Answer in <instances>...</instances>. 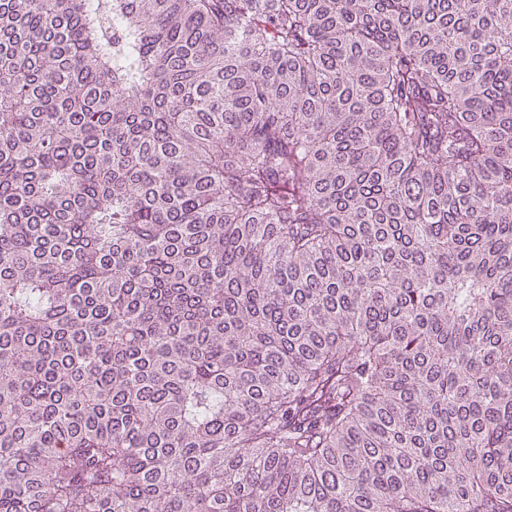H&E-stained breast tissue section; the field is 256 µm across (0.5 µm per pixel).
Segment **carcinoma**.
<instances>
[{"instance_id": "cac0c4a2", "label": "carcinoma", "mask_w": 512, "mask_h": 512, "mask_svg": "<svg viewBox=\"0 0 512 512\" xmlns=\"http://www.w3.org/2000/svg\"><path fill=\"white\" fill-rule=\"evenodd\" d=\"M0 512H512V0H0Z\"/></svg>"}]
</instances>
